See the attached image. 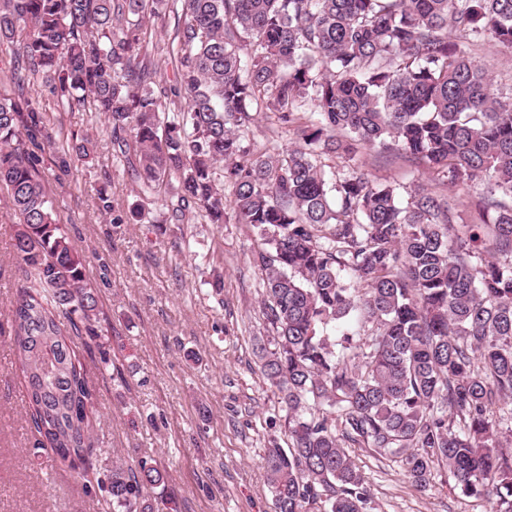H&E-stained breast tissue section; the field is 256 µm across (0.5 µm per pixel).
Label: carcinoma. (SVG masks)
Listing matches in <instances>:
<instances>
[{
	"instance_id": "cac0c4a2",
	"label": "carcinoma",
	"mask_w": 512,
	"mask_h": 512,
	"mask_svg": "<svg viewBox=\"0 0 512 512\" xmlns=\"http://www.w3.org/2000/svg\"><path fill=\"white\" fill-rule=\"evenodd\" d=\"M147 11L174 19L180 112L151 88ZM3 42L21 62L17 95L0 96L24 273L13 343L57 456L93 455L72 344L98 335L100 309L32 151L44 140L82 163L91 142L49 132L28 94L42 77L69 110L107 118L143 191L172 187L175 221L233 218L263 242L260 359L287 436L263 458L275 512H367L349 445L397 458L418 488L445 467L464 495L512 512V89L475 57L512 49V0H0ZM267 112L298 147L245 141ZM359 145L426 166L455 196L327 166ZM144 483L164 475L141 460L98 487L112 512H159Z\"/></svg>"
}]
</instances>
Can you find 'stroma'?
<instances>
[{
  "mask_svg": "<svg viewBox=\"0 0 512 512\" xmlns=\"http://www.w3.org/2000/svg\"><path fill=\"white\" fill-rule=\"evenodd\" d=\"M157 69L154 90L167 111L185 106L171 95L167 53L173 19L144 20ZM31 96L54 130L90 138L86 163L38 152L59 219L87 260L104 321L102 338L77 340L94 394V454L88 474L40 447L25 403L26 383L15 362L10 309L21 283L11 250L16 220L0 190V512H108L98 480L112 467L154 459L165 473L146 498L163 512H274L260 463L270 440L285 444L278 396L258 357L267 326L261 311V272L253 261L261 244L251 227L173 224L164 200L142 195L135 171L117 156L112 126L87 110L62 108L47 83ZM339 166L356 167L376 182L410 187L433 183L422 167L383 158L361 147ZM112 211H103L100 195ZM141 208V218L131 215ZM122 223H113V216ZM168 221L159 233V221ZM222 290H214L215 275ZM349 455L371 491L369 512H488L490 505L454 490L447 470L426 490L412 486L394 459L366 448Z\"/></svg>",
  "mask_w": 512,
  "mask_h": 512,
  "instance_id": "obj_1",
  "label": "stroma"
}]
</instances>
